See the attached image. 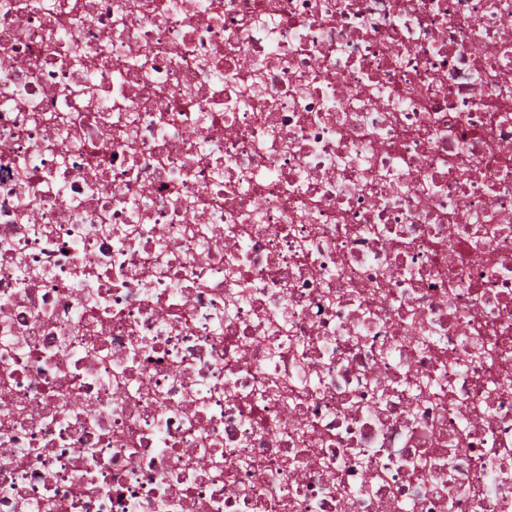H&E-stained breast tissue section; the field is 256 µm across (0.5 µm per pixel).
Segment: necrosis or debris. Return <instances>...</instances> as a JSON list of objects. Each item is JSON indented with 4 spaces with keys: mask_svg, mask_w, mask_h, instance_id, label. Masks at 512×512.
Wrapping results in <instances>:
<instances>
[{
    "mask_svg": "<svg viewBox=\"0 0 512 512\" xmlns=\"http://www.w3.org/2000/svg\"><path fill=\"white\" fill-rule=\"evenodd\" d=\"M0 512H512V0H0Z\"/></svg>",
    "mask_w": 512,
    "mask_h": 512,
    "instance_id": "1",
    "label": "necrosis or debris"
}]
</instances>
